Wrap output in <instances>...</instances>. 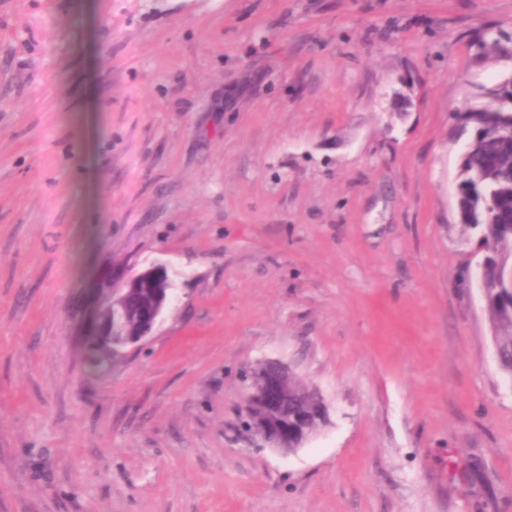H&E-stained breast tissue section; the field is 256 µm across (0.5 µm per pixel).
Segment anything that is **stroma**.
Segmentation results:
<instances>
[{"instance_id": "35a3bbf8", "label": "stroma", "mask_w": 512, "mask_h": 512, "mask_svg": "<svg viewBox=\"0 0 512 512\" xmlns=\"http://www.w3.org/2000/svg\"><path fill=\"white\" fill-rule=\"evenodd\" d=\"M512 0H0V512H512L452 112ZM180 300L101 378L106 287ZM327 421L252 449L241 374ZM87 351L90 369L92 372L97 374L104 373L108 369L113 358L118 356L116 353L111 354L109 351L102 350L97 347L94 340L90 338L87 340Z\"/></svg>"}]
</instances>
